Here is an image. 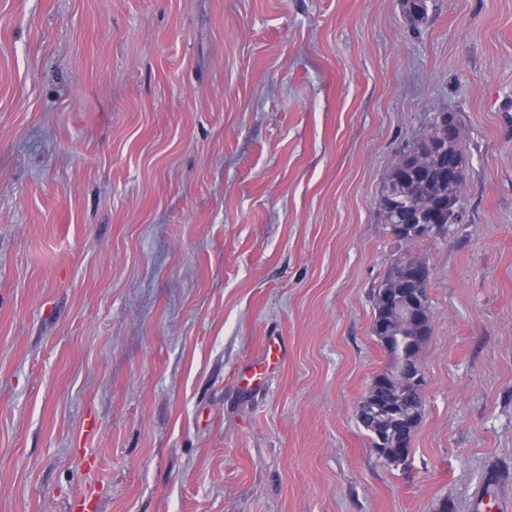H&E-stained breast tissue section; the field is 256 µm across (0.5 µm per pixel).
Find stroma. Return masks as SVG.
Masks as SVG:
<instances>
[{"instance_id":"stroma-1","label":"stroma","mask_w":512,"mask_h":512,"mask_svg":"<svg viewBox=\"0 0 512 512\" xmlns=\"http://www.w3.org/2000/svg\"><path fill=\"white\" fill-rule=\"evenodd\" d=\"M457 113L463 223L420 244L408 460L378 212ZM288 347L265 384L240 368ZM474 512L512 501V0H0V512ZM412 284L396 280L392 266L373 294V322L371 331L390 358L388 368L377 376L384 378L374 393L371 385L357 405V419L367 432L371 448L379 459H385L387 449L389 463L395 461L398 448H408L415 429L420 423L423 407L422 392L417 387L406 385L403 377L394 373L401 359L408 360V350L418 343L419 337L407 330L397 311V302L403 301ZM382 326L380 333L375 325ZM389 342V346L387 345ZM374 404L394 407L384 418L372 415ZM381 439V442H380Z\"/></svg>"}]
</instances>
